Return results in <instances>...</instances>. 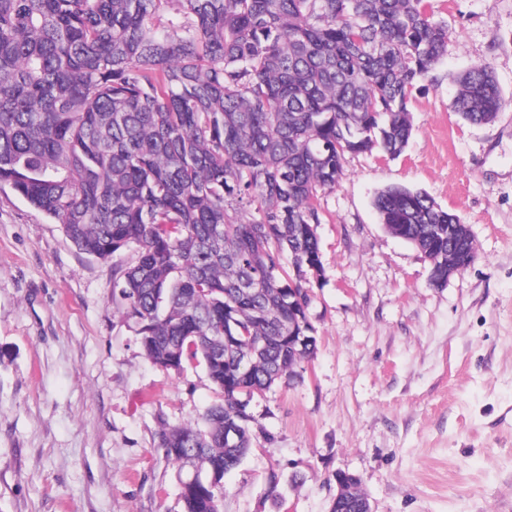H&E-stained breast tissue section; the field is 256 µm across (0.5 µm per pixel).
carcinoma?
<instances>
[{
	"label": "carcinoma",
	"mask_w": 512,
	"mask_h": 512,
	"mask_svg": "<svg viewBox=\"0 0 512 512\" xmlns=\"http://www.w3.org/2000/svg\"><path fill=\"white\" fill-rule=\"evenodd\" d=\"M447 46L421 0H0V187L79 252L130 253L113 302L143 355L196 363L222 393L197 423H161L166 459L214 476L183 512H221L224 469L252 445L242 398L301 364L288 337L316 354L303 306L322 273L319 195L348 156L404 152L412 91ZM456 83L462 120L502 111L489 65ZM373 206L434 287L476 249L422 190L389 185Z\"/></svg>",
	"instance_id": "cac0c4a2"
}]
</instances>
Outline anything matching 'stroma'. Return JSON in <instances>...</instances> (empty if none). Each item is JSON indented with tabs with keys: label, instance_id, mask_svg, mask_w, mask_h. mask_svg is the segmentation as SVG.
<instances>
[{
	"label": "stroma",
	"instance_id": "obj_1",
	"mask_svg": "<svg viewBox=\"0 0 512 512\" xmlns=\"http://www.w3.org/2000/svg\"><path fill=\"white\" fill-rule=\"evenodd\" d=\"M448 26L414 90L395 159L349 158L321 195L318 350L300 378L253 396V448L222 512H331L358 475L375 512H512V0H423ZM491 67L504 109H452L456 76ZM468 224L477 257L442 287L373 207L388 184ZM0 189V512H183L161 423L219 395L202 367L153 366L112 303V268Z\"/></svg>",
	"mask_w": 512,
	"mask_h": 512
}]
</instances>
